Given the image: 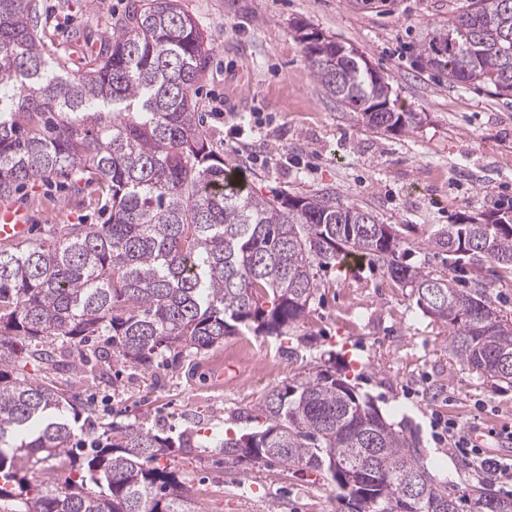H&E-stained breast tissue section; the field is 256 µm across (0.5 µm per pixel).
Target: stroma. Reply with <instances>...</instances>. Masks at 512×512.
<instances>
[{
    "mask_svg": "<svg viewBox=\"0 0 512 512\" xmlns=\"http://www.w3.org/2000/svg\"><path fill=\"white\" fill-rule=\"evenodd\" d=\"M468 0H179L209 38L208 67L193 98L224 167L241 173L255 196L313 197L327 192L400 227L411 244L404 261L436 274L448 255L428 240L457 217L512 203V97L483 85H459L428 70L417 53L433 25L463 11ZM48 23L78 29L89 42L110 34L127 0H40ZM304 23L356 50L388 77L392 96L415 123L395 132L351 119L316 83L295 27ZM246 114L242 138L212 119L216 100ZM30 210L31 237L62 235L73 224L107 222V200L95 187L74 195L54 180L0 197ZM319 290L304 328L280 338H225L200 353L165 354L150 369L115 355L99 359L104 376L86 379L73 366L61 379L67 394L90 401L94 422L144 425L175 436L201 425L246 430L237 414L273 387L294 384L316 365L347 369L391 422H408L436 480L461 489L478 475L464 459L433 447V414L463 428L512 424V388L495 387L448 352V330L424 316L408 289L360 258L320 268ZM223 380H216V373ZM195 512H348L337 486L310 470L275 461L225 459L216 448L176 454Z\"/></svg>",
    "mask_w": 512,
    "mask_h": 512,
    "instance_id": "1",
    "label": "stroma"
}]
</instances>
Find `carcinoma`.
<instances>
[{
	"label": "carcinoma",
	"instance_id": "carcinoma-1",
	"mask_svg": "<svg viewBox=\"0 0 512 512\" xmlns=\"http://www.w3.org/2000/svg\"><path fill=\"white\" fill-rule=\"evenodd\" d=\"M314 79L358 121L393 131L416 120L391 99L387 78L338 42L301 34ZM76 30L41 23L39 0H0V196L47 177L109 194L108 224L0 250V512H191L175 448L203 444L141 425L81 440L92 415L49 377L73 350L105 337L112 353L149 368L165 352L208 350L246 332L279 338L307 323L316 267L358 256L409 289L421 312L448 327V352L493 385L512 387V321L492 283L456 287L455 272L512 270V208L499 223L463 219L428 245L448 274L399 261L406 239L366 210L326 193L260 198L224 171L192 104L208 38L178 0H130L110 40L80 57ZM425 65L455 83L512 96V0H472L419 42ZM240 418L258 426L210 440L238 461L276 460L324 474L354 512H512L484 484L460 494L430 474L406 423L388 422L342 373L269 391ZM66 456L65 490H40L31 465Z\"/></svg>",
	"mask_w": 512,
	"mask_h": 512
}]
</instances>
